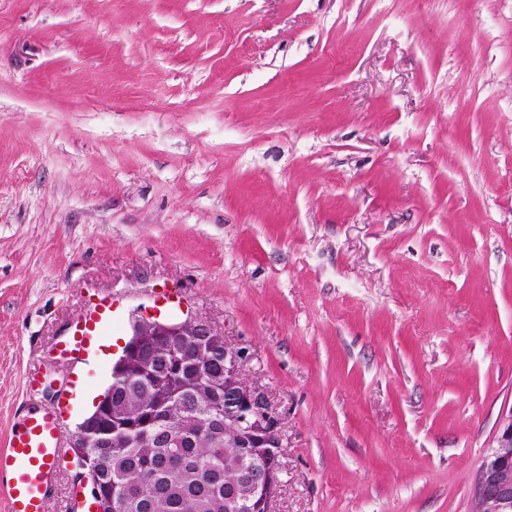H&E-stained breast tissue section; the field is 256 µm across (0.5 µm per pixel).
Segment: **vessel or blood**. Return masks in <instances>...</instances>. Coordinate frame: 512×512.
Wrapping results in <instances>:
<instances>
[{
    "instance_id": "obj_1",
    "label": "vessel or blood",
    "mask_w": 512,
    "mask_h": 512,
    "mask_svg": "<svg viewBox=\"0 0 512 512\" xmlns=\"http://www.w3.org/2000/svg\"><path fill=\"white\" fill-rule=\"evenodd\" d=\"M84 338L73 335L59 340L49 351L51 363L81 361ZM60 386L56 402L29 410L12 432L8 448L0 451V486L6 488L9 512H47L54 493L53 478L64 462L59 443V402L67 398Z\"/></svg>"
}]
</instances>
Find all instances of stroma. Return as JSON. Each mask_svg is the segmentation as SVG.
<instances>
[{"instance_id":"obj_1","label":"stroma","mask_w":512,"mask_h":512,"mask_svg":"<svg viewBox=\"0 0 512 512\" xmlns=\"http://www.w3.org/2000/svg\"><path fill=\"white\" fill-rule=\"evenodd\" d=\"M180 289L182 302L157 290ZM116 299L282 419L274 512H470L512 411V0H0V449ZM83 329L78 328L77 332H82ZM75 333L73 336H68L59 340L49 350V363H64L67 365L77 363L82 360L84 355V336Z\"/></svg>"}]
</instances>
